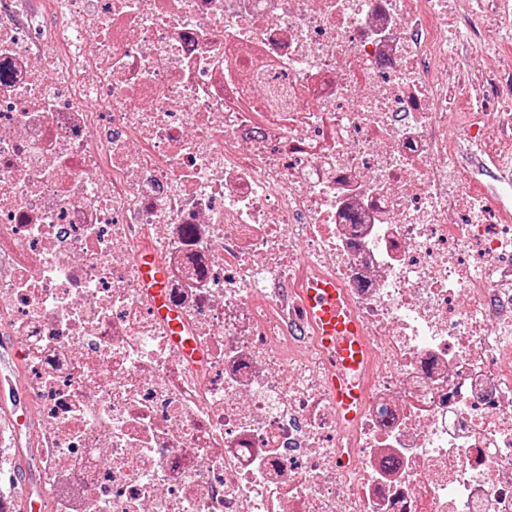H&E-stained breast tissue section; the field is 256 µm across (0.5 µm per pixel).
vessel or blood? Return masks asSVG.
Wrapping results in <instances>:
<instances>
[{
    "mask_svg": "<svg viewBox=\"0 0 512 512\" xmlns=\"http://www.w3.org/2000/svg\"><path fill=\"white\" fill-rule=\"evenodd\" d=\"M139 267L150 290L155 312L167 324L173 341L185 351H192V341L183 333L179 314L168 302L166 273L162 264L153 253L144 252L139 256ZM303 294L317 340L337 367L329 379L331 395L344 422H354L364 406L365 394L360 380L354 379L353 374L366 370L370 360L363 340V328L335 277L320 275L311 279Z\"/></svg>",
    "mask_w": 512,
    "mask_h": 512,
    "instance_id": "b4317fda",
    "label": "vessel or blood"
}]
</instances>
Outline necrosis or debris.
I'll list each match as a JSON object with an SVG mask.
<instances>
[{"mask_svg": "<svg viewBox=\"0 0 512 512\" xmlns=\"http://www.w3.org/2000/svg\"><path fill=\"white\" fill-rule=\"evenodd\" d=\"M54 5L0 0V321L55 512H512V224L455 177L495 118L448 120V0ZM321 270L371 359L349 426ZM139 267L144 284L149 287L155 312L167 324L171 338L185 351L194 352L191 339L183 333L178 312L168 302L164 267L152 252L139 255ZM17 352L18 358L13 363L11 380L13 384L12 396L27 410L31 428L23 429L17 442V448L27 461V472L30 484L24 485L29 491L39 490L45 480V473L41 468L36 448H40L43 437L36 417V409L33 403L32 390L33 378L28 372L25 358L24 344L20 336H16L13 329L6 325H0V353Z\"/></svg>", "mask_w": 512, "mask_h": 512, "instance_id": "4bbe7bcc", "label": "necrosis or debris"}]
</instances>
